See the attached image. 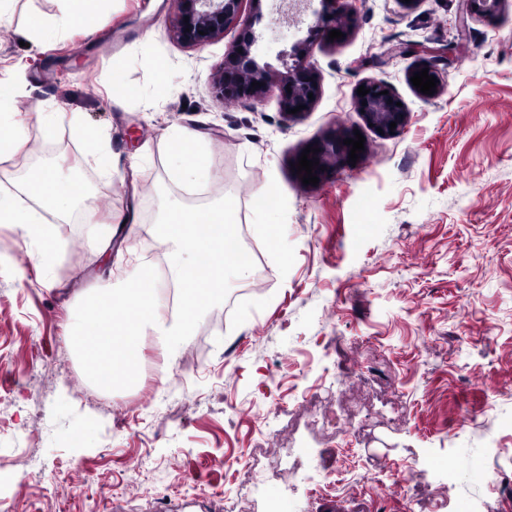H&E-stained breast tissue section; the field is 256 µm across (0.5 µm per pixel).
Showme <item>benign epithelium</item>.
Masks as SVG:
<instances>
[{"mask_svg": "<svg viewBox=\"0 0 512 512\" xmlns=\"http://www.w3.org/2000/svg\"><path fill=\"white\" fill-rule=\"evenodd\" d=\"M177 12L172 22V36L178 42L202 49L217 38L224 35V31L239 23L240 0H175ZM323 10L313 13V21L308 27L312 35H319L328 39L332 30H339L348 34L357 23V0H322ZM500 0H462L461 15L458 22H463L465 15L470 13L491 14ZM257 42V37L251 31L244 34L238 49L227 56L224 66L218 72L212 84V90L217 99L224 103L248 101L258 105L263 101L264 95L272 88L277 89L283 112L290 119H300L311 111L315 100L321 95L320 78L314 66L304 55L300 44L293 46L294 62L288 68V76L274 83L270 80L266 68L260 66L251 55V48ZM257 81L259 85L253 87L251 83ZM369 93L361 97L355 96V110L362 112L364 120L373 125V128L383 130V135H400L406 126L408 112L405 106L396 105L400 98L389 90V86L381 80L364 82ZM388 94H383V91ZM313 98H308V94ZM367 105H362V102ZM302 105L304 109L295 114L290 113L294 107ZM396 123L395 129H390V123ZM355 138L350 131L336 133L330 131L323 139L312 144L320 149L318 153L309 154V158L319 160L313 173L322 179L326 172L320 170L322 166H329L330 161L345 164L348 160L350 146L343 140Z\"/></svg>", "mask_w": 512, "mask_h": 512, "instance_id": "1", "label": "benign epithelium"}]
</instances>
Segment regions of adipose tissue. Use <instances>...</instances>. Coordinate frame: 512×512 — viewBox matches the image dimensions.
I'll return each instance as SVG.
<instances>
[{
  "label": "adipose tissue",
  "mask_w": 512,
  "mask_h": 512,
  "mask_svg": "<svg viewBox=\"0 0 512 512\" xmlns=\"http://www.w3.org/2000/svg\"><path fill=\"white\" fill-rule=\"evenodd\" d=\"M68 5L51 27L33 29V36L45 39H58L72 28L81 27L95 30L101 27L103 15H92L94 0H67ZM169 159L177 163L181 181L190 187L209 183L213 177L206 156L199 149L194 134L182 129L172 130L168 135ZM53 203L60 218L70 217L75 209L91 212L96 202L79 193L76 185L62 178L54 167L36 169L27 176L16 189L0 190V224H17L23 227L25 238L36 247L35 258L38 265L49 266L55 255V241L47 225L34 210L35 203L41 200Z\"/></svg>",
  "instance_id": "obj_1"
}]
</instances>
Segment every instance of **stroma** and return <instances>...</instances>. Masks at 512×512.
<instances>
[{"mask_svg":"<svg viewBox=\"0 0 512 512\" xmlns=\"http://www.w3.org/2000/svg\"><path fill=\"white\" fill-rule=\"evenodd\" d=\"M64 6L13 0L0 24L7 118L28 128L11 184L51 165L98 198L91 222L39 206L57 241L45 270L21 229L0 224V512H224L252 473L263 493L243 512L269 501L280 512H512V0L462 29L451 24L461 0H361L335 44L280 25L279 0H242L240 25L201 50L171 37L172 0H97L109 19L98 32L30 36ZM247 25L275 80L293 63L280 51L307 41L322 95L302 119L273 94L257 106L215 99L212 75ZM428 49L443 89L423 99L408 74ZM373 78L409 112L398 137L354 110ZM117 83L133 95L113 98ZM38 102L64 115L52 131L32 117ZM176 128L200 133L208 186L184 190L168 164ZM332 128L359 130L362 157L303 184L292 164ZM88 129L108 135L111 169L92 165ZM267 187L282 226L274 248L256 218ZM164 190L183 204L233 197L264 278L256 290L231 284L233 306L205 314L182 368L154 375L148 335L136 384L101 393L72 348L75 308L147 264ZM129 218L134 251L106 262L103 242L124 238ZM346 369L358 379L342 381ZM319 383L368 410L342 419L349 442L289 417ZM261 414L294 441L298 477L276 471ZM323 475L335 492L319 491Z\"/></svg>","mask_w":512,"mask_h":512,"instance_id":"obj_1","label":"stroma"}]
</instances>
